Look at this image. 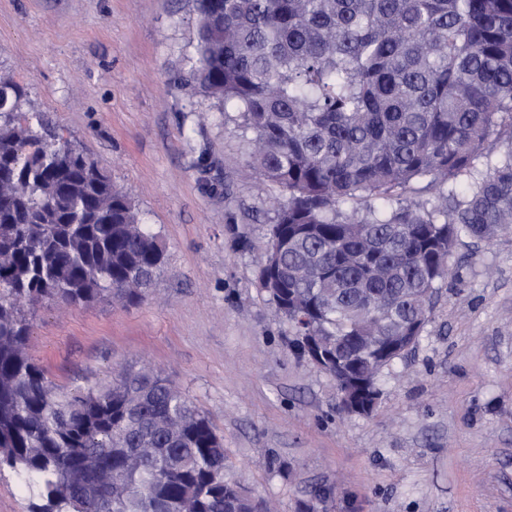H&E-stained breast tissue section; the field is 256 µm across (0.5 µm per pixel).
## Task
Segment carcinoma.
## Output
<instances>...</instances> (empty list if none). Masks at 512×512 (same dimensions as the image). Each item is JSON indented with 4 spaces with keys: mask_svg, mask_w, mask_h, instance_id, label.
I'll list each match as a JSON object with an SVG mask.
<instances>
[{
    "mask_svg": "<svg viewBox=\"0 0 512 512\" xmlns=\"http://www.w3.org/2000/svg\"><path fill=\"white\" fill-rule=\"evenodd\" d=\"M182 86L237 112L248 166L280 196L259 282L296 336L377 371L354 339L423 315L461 238L512 227V0H195ZM0 76V470L31 512H256L224 479V443L194 401L143 367L56 390L26 352L19 294L142 301L158 236L87 154ZM66 169L71 190L57 184ZM423 180L436 193L405 197Z\"/></svg>",
    "mask_w": 512,
    "mask_h": 512,
    "instance_id": "obj_1",
    "label": "carcinoma"
}]
</instances>
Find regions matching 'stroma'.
<instances>
[{
  "mask_svg": "<svg viewBox=\"0 0 512 512\" xmlns=\"http://www.w3.org/2000/svg\"><path fill=\"white\" fill-rule=\"evenodd\" d=\"M193 0H0V75L112 177L166 246L139 304L29 308L58 388L151 366L223 439L226 479L273 512H512V235L462 239L419 343L367 416L291 351L257 282L275 212L238 113L181 86Z\"/></svg>",
  "mask_w": 512,
  "mask_h": 512,
  "instance_id": "obj_1",
  "label": "stroma"
}]
</instances>
